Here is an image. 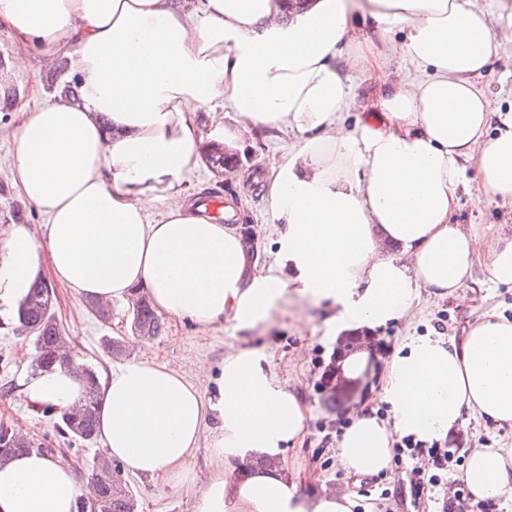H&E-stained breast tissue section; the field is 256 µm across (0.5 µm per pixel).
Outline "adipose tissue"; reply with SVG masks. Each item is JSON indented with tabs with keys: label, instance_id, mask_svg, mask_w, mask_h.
Returning <instances> with one entry per match:
<instances>
[{
	"label": "adipose tissue",
	"instance_id": "ef3b65f1",
	"mask_svg": "<svg viewBox=\"0 0 512 512\" xmlns=\"http://www.w3.org/2000/svg\"><path fill=\"white\" fill-rule=\"evenodd\" d=\"M399 29L414 66L391 83L365 20ZM0 27L21 50L68 61L80 103L63 96L22 111L10 177L47 217L0 247V312L42 263L78 295L113 302L145 288L157 311L208 329L248 331L288 298L338 306L336 328L404 317L420 290L465 303L474 269L512 288V225L454 224L464 164L494 200L512 203V111L493 113L475 76L512 43V6L474 0H0ZM380 94L353 96L336 67L344 44ZM243 130L292 135L295 149L264 178L276 251L251 269L236 229L191 205L187 176L203 162L202 111L214 101ZM353 125L339 123L347 108ZM161 219H154V212ZM29 398L57 412L82 387L64 368L31 377ZM376 400L388 421L356 419L339 457L356 475L389 467L395 435L431 442L464 414L512 427V319L491 311L459 340L420 336L386 358ZM215 472L196 512H353L350 492L310 497L283 460L306 432V410L257 350L231 347L211 396L167 365L128 363L101 383L99 436L134 475L190 485L208 419ZM464 481L479 499L512 491V448H474ZM74 466L32 453L0 466V512H73Z\"/></svg>",
	"mask_w": 512,
	"mask_h": 512
}]
</instances>
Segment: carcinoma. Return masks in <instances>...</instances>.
I'll return each instance as SVG.
<instances>
[{"label": "carcinoma", "mask_w": 512, "mask_h": 512, "mask_svg": "<svg viewBox=\"0 0 512 512\" xmlns=\"http://www.w3.org/2000/svg\"><path fill=\"white\" fill-rule=\"evenodd\" d=\"M56 295L46 280L37 278L27 295L15 309L17 330L32 338L36 357L33 370L48 372L57 366L71 369L81 380L84 394L80 405L53 422L57 436L67 442L91 443L97 436L100 379L96 368L82 359L67 357V339L55 316ZM165 323L156 314L147 298L134 292L131 303V328L140 336H157ZM36 451L55 459L62 452L48 437L31 441L18 435L7 425H0V463L14 456ZM93 495L81 498L75 512H138V500L122 474L120 463L101 459L88 475Z\"/></svg>", "instance_id": "1"}]
</instances>
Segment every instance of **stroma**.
<instances>
[{
    "label": "stroma",
    "instance_id": "35a3bbf8",
    "mask_svg": "<svg viewBox=\"0 0 512 512\" xmlns=\"http://www.w3.org/2000/svg\"><path fill=\"white\" fill-rule=\"evenodd\" d=\"M16 43L10 32L0 27V90H15L13 106L0 108V241L4 240L22 212L25 223L43 228L46 218L26 206L10 182V164L15 148L17 113L20 108H35L33 84L44 92H52L59 72L56 65L46 63L38 48L29 51V68L16 66ZM477 82L487 92L494 109H512V48L495 56ZM293 138L272 131L258 130L244 135L237 150L240 158L232 174L218 173L201 167L186 181L189 196L211 193L225 204L234 205L232 227H248V247L258 264L272 260L276 245L267 233L270 220L269 202L265 196L262 175L273 159L286 154ZM465 187L460 195L454 221L468 230L482 224H511L512 205L493 200L483 193L474 169L464 172ZM469 305L456 306L450 299L421 295L410 318L377 327L372 332L351 335L335 331L332 319L337 308L328 303H309L304 308L288 303L273 312L269 320L247 333H240L232 320L201 332L195 325L164 316L165 329L151 338L150 353L158 361L183 374L198 385L204 395H211L213 384L202 379L201 364L218 366L231 345L246 343L259 350L281 384L300 398L307 409L306 434L301 443L288 447L285 458L288 477L310 481L314 493L350 490L356 501L355 512H512V497L485 501L467 498L451 501L453 475H445L432 489H418L417 471H432V460L420 454L402 462H391L388 471L369 478L367 485L356 483L337 458L338 442L343 432L364 411V400L375 385L380 357L391 353L418 336L460 337L466 324L477 321L489 310H497L512 318V289L485 284L481 273H474L467 284ZM55 314L74 353L94 364L100 375L116 370L120 362L141 360L139 339L131 330L128 302L111 304V317L101 321L95 317L85 298L65 286L56 288ZM12 313L0 314V357L8 362L0 369V385L11 384L9 394H0V421L22 425L27 434L41 437L49 429L48 419L33 409L24 386L32 375L34 347L30 339L17 335L12 326ZM122 341L126 353L115 358L104 352L103 337ZM357 338L370 353V364L361 377L345 385H337L327 372L340 356L350 338ZM442 447L467 451L470 448H507L512 446V429H495L482 419L465 416L462 427L441 442ZM127 481L139 501V512H194L196 490L175 486L162 479L128 476Z\"/></svg>",
    "mask_w": 512,
    "mask_h": 512
}]
</instances>
